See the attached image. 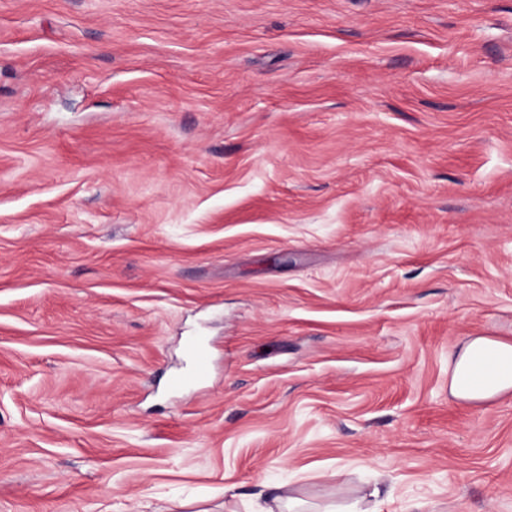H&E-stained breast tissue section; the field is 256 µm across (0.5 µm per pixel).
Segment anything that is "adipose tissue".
I'll use <instances>...</instances> for the list:
<instances>
[{
	"mask_svg": "<svg viewBox=\"0 0 512 512\" xmlns=\"http://www.w3.org/2000/svg\"><path fill=\"white\" fill-rule=\"evenodd\" d=\"M450 393L466 401H486L512 391V343L487 336L459 350L451 372Z\"/></svg>",
	"mask_w": 512,
	"mask_h": 512,
	"instance_id": "ef3b65f1",
	"label": "adipose tissue"
}]
</instances>
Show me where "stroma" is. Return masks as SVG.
<instances>
[{
  "instance_id": "35a3bbf8",
  "label": "stroma",
  "mask_w": 512,
  "mask_h": 512,
  "mask_svg": "<svg viewBox=\"0 0 512 512\" xmlns=\"http://www.w3.org/2000/svg\"><path fill=\"white\" fill-rule=\"evenodd\" d=\"M472 336L512 0H0V512H512ZM186 352L193 359L194 368L179 377L171 379L170 386L173 389H180L192 385L202 379L209 368V354L204 343L189 340L186 343Z\"/></svg>"
}]
</instances>
